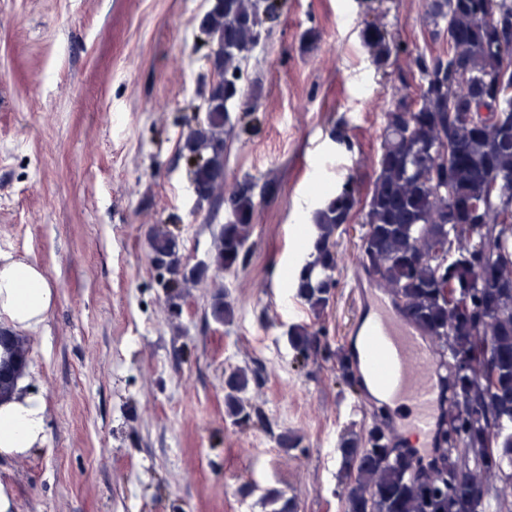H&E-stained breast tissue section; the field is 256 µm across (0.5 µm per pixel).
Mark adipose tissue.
I'll list each match as a JSON object with an SVG mask.
<instances>
[{
	"instance_id": "obj_1",
	"label": "adipose tissue",
	"mask_w": 512,
	"mask_h": 512,
	"mask_svg": "<svg viewBox=\"0 0 512 512\" xmlns=\"http://www.w3.org/2000/svg\"><path fill=\"white\" fill-rule=\"evenodd\" d=\"M55 302L41 268L0 256V326L23 335L46 320ZM46 404L24 381L0 402V458L28 454L46 438Z\"/></svg>"
}]
</instances>
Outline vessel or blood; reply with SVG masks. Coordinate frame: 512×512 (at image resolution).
I'll return each mask as SVG.
<instances>
[{"label":"vessel or blood","instance_id":"1","mask_svg":"<svg viewBox=\"0 0 512 512\" xmlns=\"http://www.w3.org/2000/svg\"><path fill=\"white\" fill-rule=\"evenodd\" d=\"M353 333L365 339L359 361L367 370L368 383L386 405L406 407L402 417L406 428L432 437L437 382L430 352L417 340L415 329L395 319L379 296Z\"/></svg>","mask_w":512,"mask_h":512}]
</instances>
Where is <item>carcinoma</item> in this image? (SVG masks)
Returning a JSON list of instances; mask_svg holds the SVG:
<instances>
[{"label": "carcinoma", "instance_id": "carcinoma-1", "mask_svg": "<svg viewBox=\"0 0 512 512\" xmlns=\"http://www.w3.org/2000/svg\"><path fill=\"white\" fill-rule=\"evenodd\" d=\"M263 0H222L205 18L215 50L217 78L207 99L205 124L183 137V149L206 155L193 173L198 200L212 197L224 181V127L247 99L242 79L262 39ZM433 35L448 44L439 54H416L418 101L402 95L384 112L381 152L365 199L350 181L326 194L311 215L316 234L307 260L294 272L296 296L316 313L336 286L335 237L362 210L360 257L369 278L387 288L403 317L429 337L439 355L437 370L455 411L446 435L460 444L461 478L442 491L436 474L411 458L391 455L392 439L382 409L360 435L338 444L341 469L354 475L337 495L344 512H512V211L499 191L512 193V136L495 126L449 120V102L478 89L512 132V0H431ZM361 39L376 67L401 52L385 30L368 24ZM255 184H238L224 198L233 219L220 231L218 262L226 270L244 263L254 212ZM455 204L446 221L448 205ZM156 256L178 263L177 244L155 238ZM443 253L438 264L431 256ZM462 337L469 352L448 347V334ZM294 360L306 362L320 349L318 334L289 328ZM338 378L352 393L358 380L346 354ZM248 377L231 372L225 382L230 416H247L241 394ZM483 490L477 497L474 490Z\"/></svg>", "mask_w": 512, "mask_h": 512}]
</instances>
